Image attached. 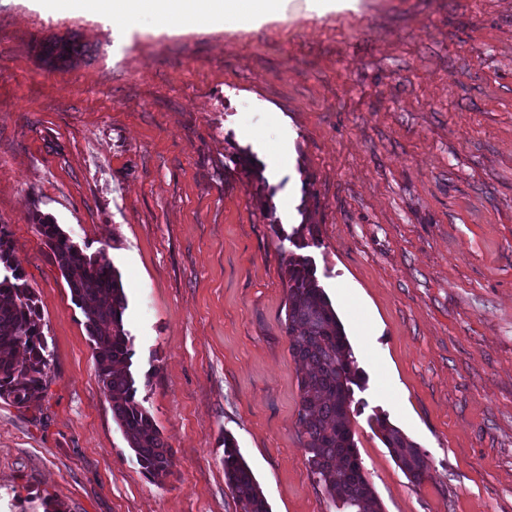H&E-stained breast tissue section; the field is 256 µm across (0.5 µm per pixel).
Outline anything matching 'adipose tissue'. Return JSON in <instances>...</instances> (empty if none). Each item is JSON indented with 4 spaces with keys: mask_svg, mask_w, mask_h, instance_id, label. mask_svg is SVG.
<instances>
[{
    "mask_svg": "<svg viewBox=\"0 0 512 512\" xmlns=\"http://www.w3.org/2000/svg\"><path fill=\"white\" fill-rule=\"evenodd\" d=\"M40 8L55 15L74 9L90 16L137 18L151 16L160 27L187 16L198 21L224 20L246 27L296 11L293 0H38Z\"/></svg>",
    "mask_w": 512,
    "mask_h": 512,
    "instance_id": "ef3b65f1",
    "label": "adipose tissue"
}]
</instances>
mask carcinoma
Here are the masks:
<instances>
[{"label":"carcinoma","mask_w":512,"mask_h":512,"mask_svg":"<svg viewBox=\"0 0 512 512\" xmlns=\"http://www.w3.org/2000/svg\"><path fill=\"white\" fill-rule=\"evenodd\" d=\"M82 52L72 39L44 47L55 66ZM35 226L83 311L96 374L112 400V416L145 474L157 481L171 474L172 454L153 418L136 400L131 348L122 313L126 296L115 268L79 249L53 220L39 214ZM0 398L19 407L43 398L50 384L51 351L43 332L39 300L15 257L6 225H0ZM288 306L284 327L291 353L302 367L298 423L306 438L311 472L346 512H380L363 472L348 413L358 371L347 339L309 258H288ZM381 440L402 471L423 480L424 454L397 427L375 420ZM224 483L241 512H271L269 503L234 439L224 436Z\"/></svg>","instance_id":"carcinoma-1"}]
</instances>
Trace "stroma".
Wrapping results in <instances>:
<instances>
[{
	"label": "stroma",
	"mask_w": 512,
	"mask_h": 512,
	"mask_svg": "<svg viewBox=\"0 0 512 512\" xmlns=\"http://www.w3.org/2000/svg\"><path fill=\"white\" fill-rule=\"evenodd\" d=\"M85 54L62 68L44 44ZM121 275L137 399L174 455L138 464L34 214ZM41 307L46 396L0 399V512H340L298 425L290 235L342 322L350 424L381 512H512V0H361L159 30L0 0V225ZM387 418L427 463L411 481ZM82 52L81 45L72 39L60 38L44 47L43 56L55 66L65 65ZM381 440L402 471L413 481L421 482L427 471L424 454L397 427L385 418H376ZM224 483L242 512H271L263 491L230 436L224 439Z\"/></svg>",
	"instance_id": "obj_1"
}]
</instances>
